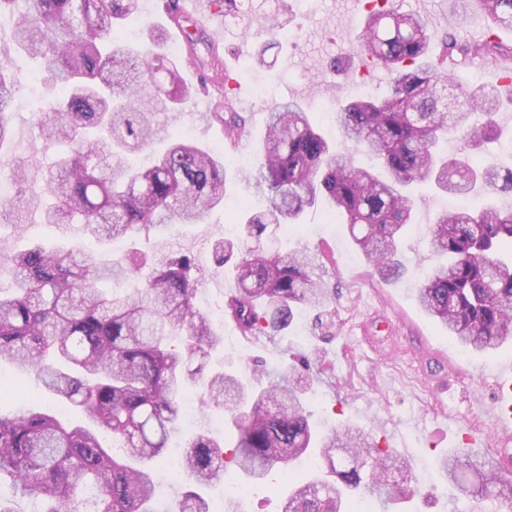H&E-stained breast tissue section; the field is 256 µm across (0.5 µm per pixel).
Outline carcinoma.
<instances>
[{
  "label": "carcinoma",
  "instance_id": "1",
  "mask_svg": "<svg viewBox=\"0 0 512 512\" xmlns=\"http://www.w3.org/2000/svg\"><path fill=\"white\" fill-rule=\"evenodd\" d=\"M448 3L462 15L480 10L485 38L460 44L390 0L366 10L357 50L386 68L388 91L337 105L336 128L378 167L331 149L298 103L270 107L259 164L243 176L265 209L241 206L240 235L212 247L214 263L235 272L224 318L241 336L271 339L290 327L297 308L322 315L333 303L306 252H258L244 241L263 239L270 228L292 232L323 202L379 278L397 281L406 272L399 255L414 220L413 186L512 196V171L503 177L482 158L491 144L512 153V137L495 120L504 100L493 86L472 91L454 80L459 55L495 65L512 59V48L494 41L496 29L512 28V0ZM166 6L200 72H212L217 87L228 82L219 59L195 56L180 0ZM139 11V0H0V16L12 20L4 52L42 63L36 81L45 97L37 112L45 148L58 154L47 168L11 166L18 204H1L0 222L20 229L37 215L44 224H79L100 243L157 244L109 265L70 243H36L0 262L13 278L10 291H0V360L34 374L55 397L49 406L38 394H20L17 412L0 414V512H20L25 499L38 512H213L201 490L224 480L228 466L264 480L315 449L327 474H298L282 512H351L357 497L400 495L407 477L393 449L359 428L318 433L288 370L256 367L246 377L212 363L223 336L196 307L195 259L158 244L173 225L200 224L224 204L226 167L218 148L187 140L172 141L146 165L131 164L154 142L156 116L193 95L162 43H125L122 23ZM437 37L442 53L433 59ZM16 105L15 86L0 69V147L12 138ZM213 118L226 142L242 138L245 121L229 97ZM450 134L460 141L455 155L442 148ZM430 247L442 262L418 288L420 306L467 352L498 349L512 336V208L490 201L446 210L434 220ZM107 278L137 279L141 287L109 298L98 288ZM192 388L204 407L227 413L235 443L228 448L206 432L189 437L180 465L188 487L160 507L155 467ZM100 429L122 456L102 445ZM336 453L343 462L335 463ZM440 473L462 498L512 499V480L462 448L441 458Z\"/></svg>",
  "mask_w": 512,
  "mask_h": 512
}]
</instances>
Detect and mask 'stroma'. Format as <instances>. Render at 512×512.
Instances as JSON below:
<instances>
[{
  "mask_svg": "<svg viewBox=\"0 0 512 512\" xmlns=\"http://www.w3.org/2000/svg\"><path fill=\"white\" fill-rule=\"evenodd\" d=\"M163 0H141L142 14L126 21L124 29L133 41L162 38L169 49L179 44L166 19ZM403 12L429 17L441 32H453L458 40L473 42L487 26L479 13L467 19L449 10L448 0H393ZM276 16L281 24L275 47L261 22ZM364 24L362 10H350L347 0H280L272 12L266 0H237L233 15L215 22L194 21L198 56L217 45L225 65L239 71V91L231 92L232 105L246 119V135L236 147L224 148L231 157L223 206L211 211L202 224H177L167 237V246L191 255L202 271L197 303L215 327L231 341L224 346L225 363L239 357L275 367L306 356L316 368L308 407L320 428L347 424L374 436L390 435L395 451L405 458L413 481L406 495L375 512H493L489 502L453 499L436 467L437 458L460 447L457 426L469 424L482 436L493 430L495 385L493 366L512 362V338L490 354L459 355L447 330L419 307L416 287L423 272L434 264L428 234L435 217L449 205L446 195L427 186L415 191V221L406 238L403 255L406 277L383 282L353 246L341 225L328 221L322 207L307 211L298 230L281 237L289 249H304L312 255L329 254L324 277L336 289V303L323 325L314 315L301 311L285 336L275 341H244L223 316L224 292L235 288L232 275L216 268L212 245L222 238L231 215L242 198H251L254 209L263 206L241 181L238 155L257 160L269 109L283 100L298 102L315 126L326 127L325 109L339 99L354 100L383 95L388 86L386 70L363 72L354 38ZM264 52L265 64L254 63ZM0 68L16 84L19 101L11 118L14 130L10 144L0 150V182H7L10 157L30 159L46 167L55 160L42 149L41 127L29 102L30 75L34 62L12 53L2 55ZM184 80L194 85L192 102L182 111L161 117L162 131L154 145L163 150L170 138L186 137L209 146L222 145V128L210 119L215 88L195 85L197 70L184 66ZM63 241L96 249L103 261L121 257V244L96 245L77 224H43L33 221L22 232L0 224V254L9 255L32 242L54 245Z\"/></svg>",
  "mask_w": 512,
  "mask_h": 512,
  "instance_id": "1",
  "label": "stroma"
}]
</instances>
